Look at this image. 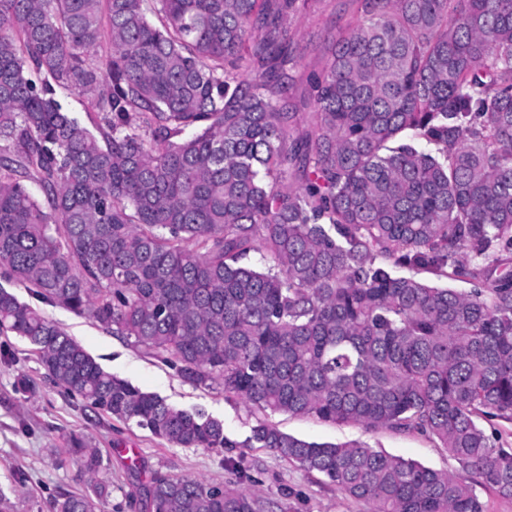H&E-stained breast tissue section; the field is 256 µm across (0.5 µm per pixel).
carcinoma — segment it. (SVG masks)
Masks as SVG:
<instances>
[{
  "instance_id": "obj_1",
  "label": "carcinoma",
  "mask_w": 512,
  "mask_h": 512,
  "mask_svg": "<svg viewBox=\"0 0 512 512\" xmlns=\"http://www.w3.org/2000/svg\"><path fill=\"white\" fill-rule=\"evenodd\" d=\"M295 2L0 0V269L244 400L263 415L251 437L105 371L2 286L0 332L171 444L267 448L373 512H485L464 476L264 417L433 437L512 498V448L482 426L512 422V0H363L301 135L283 101ZM74 91L95 96L96 130L62 103ZM64 453L88 489L51 512H100L102 456ZM143 495L151 512H260L250 489L161 472Z\"/></svg>"
}]
</instances>
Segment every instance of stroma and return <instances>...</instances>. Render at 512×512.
Returning a JSON list of instances; mask_svg holds the SVG:
<instances>
[{"label": "stroma", "instance_id": "stroma-1", "mask_svg": "<svg viewBox=\"0 0 512 512\" xmlns=\"http://www.w3.org/2000/svg\"><path fill=\"white\" fill-rule=\"evenodd\" d=\"M360 16L361 0H296L285 16L295 54L289 103L299 114V131L308 129L310 75L322 68L337 32L352 29ZM39 309L104 370L176 408L201 410L221 420L232 445L178 447L135 422L87 407L46 377L26 340L0 334V512H49V503L58 494L86 490L87 478L79 466L57 455L73 437L98 448L109 464L112 495L102 512H146L144 505H130L129 495L148 484L157 471L255 489L261 512H373L372 504L339 492L323 475L300 469L268 449L245 447L259 415L243 401L225 398L222 388L186 381L162 356L104 330L88 317L46 303ZM22 377L31 381L25 393L17 389ZM270 421L280 431L307 441L360 442L436 470L460 469L440 442L415 432H368L357 425L287 414L272 415Z\"/></svg>", "mask_w": 512, "mask_h": 512}]
</instances>
